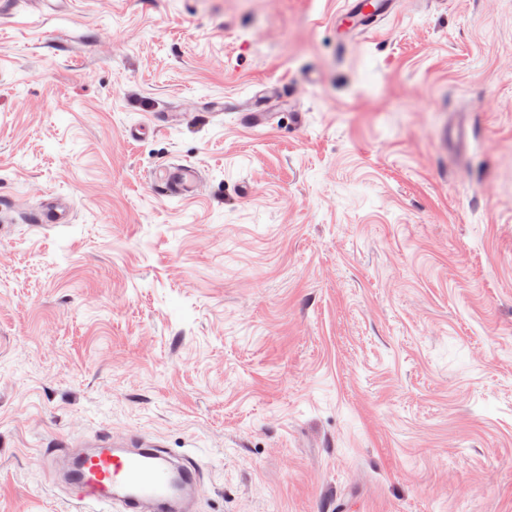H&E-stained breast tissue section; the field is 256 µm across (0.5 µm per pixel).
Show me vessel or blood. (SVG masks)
<instances>
[{
  "label": "vessel or blood",
  "mask_w": 512,
  "mask_h": 512,
  "mask_svg": "<svg viewBox=\"0 0 512 512\" xmlns=\"http://www.w3.org/2000/svg\"><path fill=\"white\" fill-rule=\"evenodd\" d=\"M396 0H344L336 29L346 38L373 28L395 10ZM193 167L170 168L165 191L187 196L196 184ZM200 465L179 458L154 443L94 451L72 449L67 457L64 489L79 503L109 508L110 512H169L172 503L193 502L200 486Z\"/></svg>",
  "instance_id": "1"
}]
</instances>
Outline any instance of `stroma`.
<instances>
[{
	"instance_id": "1",
	"label": "stroma",
	"mask_w": 512,
	"mask_h": 512,
	"mask_svg": "<svg viewBox=\"0 0 512 512\" xmlns=\"http://www.w3.org/2000/svg\"><path fill=\"white\" fill-rule=\"evenodd\" d=\"M342 4L0 0V512L101 437L197 512H512V0ZM395 0H345L336 16V30L344 35L340 40L352 39L363 30L373 28L395 10ZM196 170L190 166L170 168L162 179V189L166 192H176L185 197L191 193L196 184Z\"/></svg>"
}]
</instances>
